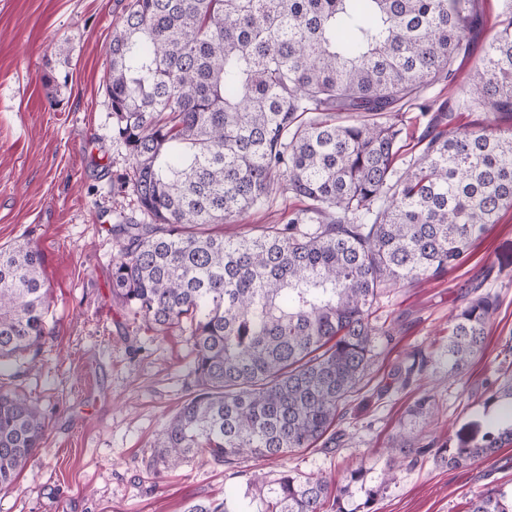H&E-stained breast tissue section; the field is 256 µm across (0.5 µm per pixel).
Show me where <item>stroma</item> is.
I'll return each mask as SVG.
<instances>
[{
	"mask_svg": "<svg viewBox=\"0 0 512 512\" xmlns=\"http://www.w3.org/2000/svg\"><path fill=\"white\" fill-rule=\"evenodd\" d=\"M131 0H0V245L30 241L42 253L51 289L41 351L0 374V390L39 400L48 416L43 444L16 481L0 489V512H184L188 503L245 489L255 468L266 481L293 469L342 481L362 465L385 466L392 436L411 425L420 446L482 434L481 404L512 348V210L473 242L469 259L414 286L384 288L380 313L391 336L379 339L361 389L346 405L342 437L263 465L229 469L192 460L151 478L145 468L168 417L185 400L193 366L189 338L149 330L112 299L117 248L107 228L131 211L130 189L116 174L131 161L112 137L105 90L108 44ZM483 24L427 98L454 106V124L489 117L461 106L465 76L495 32L502 0H479ZM68 73L67 84L46 82ZM482 282L499 308L481 356L457 375L439 360L448 321L468 287ZM439 408L434 422H410L420 394ZM512 489V447L463 468L431 457L402 466L371 512H467L488 488Z\"/></svg>",
	"mask_w": 512,
	"mask_h": 512,
	"instance_id": "obj_1",
	"label": "stroma"
}]
</instances>
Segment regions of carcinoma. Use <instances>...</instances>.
Masks as SVG:
<instances>
[{
  "instance_id": "cac0c4a2",
  "label": "carcinoma",
  "mask_w": 512,
  "mask_h": 512,
  "mask_svg": "<svg viewBox=\"0 0 512 512\" xmlns=\"http://www.w3.org/2000/svg\"><path fill=\"white\" fill-rule=\"evenodd\" d=\"M477 0H134L108 45L112 132L131 160L135 201L108 232L118 246L112 298L164 335L188 332L194 389L167 420L148 474L196 458L231 467L336 446L340 409L390 328L373 317L386 284L414 285L464 264L473 240L512 208V5L463 92L493 118L451 126L422 96L452 80ZM429 117L420 155L397 163L399 112ZM355 115L342 121V113ZM304 201L285 222L226 235L251 210ZM41 254L0 247V371L50 335ZM496 310L465 299L442 358L459 372L483 353ZM498 417L478 440L392 453L465 467L512 445V376L492 384ZM431 396L409 417L430 421ZM38 401L0 391V487L41 447ZM361 466L342 485L284 471L247 482L243 502L207 499L187 512H369L356 489L394 481ZM470 512H512L491 488Z\"/></svg>"
}]
</instances>
